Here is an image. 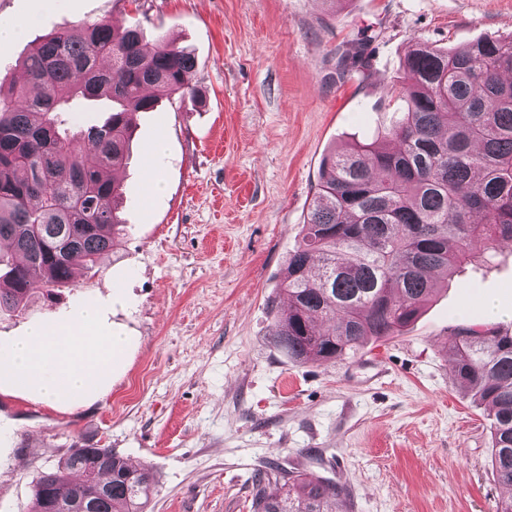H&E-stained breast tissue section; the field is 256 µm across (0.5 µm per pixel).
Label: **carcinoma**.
<instances>
[{
  "label": "carcinoma",
  "mask_w": 512,
  "mask_h": 512,
  "mask_svg": "<svg viewBox=\"0 0 512 512\" xmlns=\"http://www.w3.org/2000/svg\"><path fill=\"white\" fill-rule=\"evenodd\" d=\"M194 55L140 23H84L46 36L0 90V313L27 308L34 285L48 300L95 267L126 227L115 176L142 112L194 96ZM398 95L408 111L390 132L398 146L358 143L324 157L302 238L289 252L288 309L273 344L301 363H327L369 338L397 336L435 291V276L512 241V37L459 49L426 44L405 57ZM112 103L101 124H81L83 102ZM453 383L486 408L491 466L512 488V335L473 325L448 336ZM254 476L253 512H347L341 491L286 470ZM283 481L284 496L264 484ZM146 469L111 448H73L42 473L31 512L87 500L89 512H145Z\"/></svg>",
  "instance_id": "obj_1"
}]
</instances>
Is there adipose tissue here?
<instances>
[{"label":"adipose tissue","mask_w":512,"mask_h":512,"mask_svg":"<svg viewBox=\"0 0 512 512\" xmlns=\"http://www.w3.org/2000/svg\"><path fill=\"white\" fill-rule=\"evenodd\" d=\"M125 345L106 327L99 304L87 302L73 318L45 320L0 344V392L82 403L111 378Z\"/></svg>","instance_id":"adipose-tissue-1"}]
</instances>
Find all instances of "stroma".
<instances>
[{"label":"stroma","mask_w":512,"mask_h":512,"mask_svg":"<svg viewBox=\"0 0 512 512\" xmlns=\"http://www.w3.org/2000/svg\"><path fill=\"white\" fill-rule=\"evenodd\" d=\"M104 19L189 49L199 98L140 114L120 173L127 229L96 271L0 314L5 341L94 300L129 339L82 404L0 394V512H30L39 474L80 446L152 471L145 512H252L272 461L335 483L351 512H495L490 421L452 383L444 342L512 329V243L440 284L400 335L335 362L289 359L272 328L323 157L383 140L407 109L396 89L414 43L510 36L512 0H0V27L20 31L0 84L45 35ZM365 36L368 78L339 77L337 49ZM158 138L165 153L148 156Z\"/></svg>","instance_id":"1"}]
</instances>
